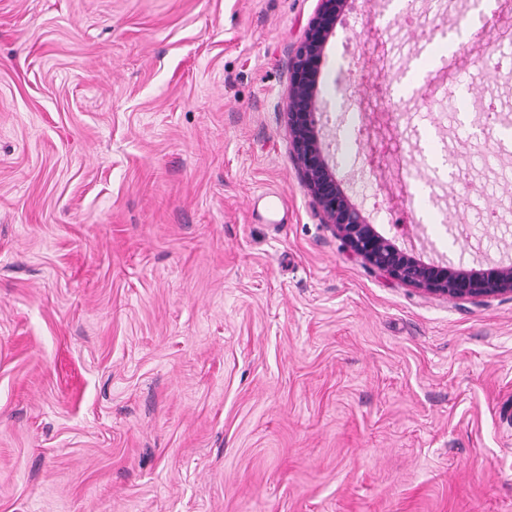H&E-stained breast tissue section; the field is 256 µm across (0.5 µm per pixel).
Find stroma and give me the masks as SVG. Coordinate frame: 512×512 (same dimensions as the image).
Segmentation results:
<instances>
[{
    "instance_id": "stroma-1",
    "label": "stroma",
    "mask_w": 512,
    "mask_h": 512,
    "mask_svg": "<svg viewBox=\"0 0 512 512\" xmlns=\"http://www.w3.org/2000/svg\"><path fill=\"white\" fill-rule=\"evenodd\" d=\"M316 5L0 0V512H512V295L323 223L286 115ZM477 6L353 0L322 70L351 199L464 268L512 262V0Z\"/></svg>"
}]
</instances>
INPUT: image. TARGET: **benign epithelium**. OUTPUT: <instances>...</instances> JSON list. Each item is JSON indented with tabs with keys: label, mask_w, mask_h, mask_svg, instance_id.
Segmentation results:
<instances>
[{
	"label": "benign epithelium",
	"mask_w": 512,
	"mask_h": 512,
	"mask_svg": "<svg viewBox=\"0 0 512 512\" xmlns=\"http://www.w3.org/2000/svg\"><path fill=\"white\" fill-rule=\"evenodd\" d=\"M349 6L350 0H318L288 62L287 118L292 156L323 222L334 226L354 256L422 292L466 300L512 294L511 263L465 269L450 263L426 262L380 233L337 178L329 147L321 135L320 84L326 48Z\"/></svg>",
	"instance_id": "obj_1"
}]
</instances>
